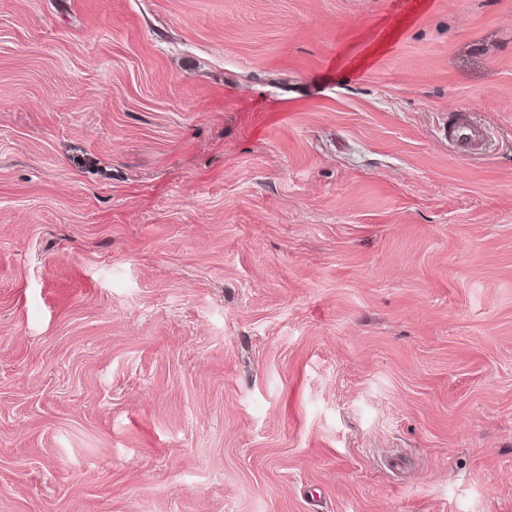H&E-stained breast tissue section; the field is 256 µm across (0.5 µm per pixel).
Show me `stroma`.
<instances>
[{"label":"stroma","mask_w":512,"mask_h":512,"mask_svg":"<svg viewBox=\"0 0 512 512\" xmlns=\"http://www.w3.org/2000/svg\"><path fill=\"white\" fill-rule=\"evenodd\" d=\"M0 512H512V0H0ZM444 136L463 153L478 154L483 149L486 140V130L483 125L472 119L466 109H456L451 114Z\"/></svg>","instance_id":"1"}]
</instances>
